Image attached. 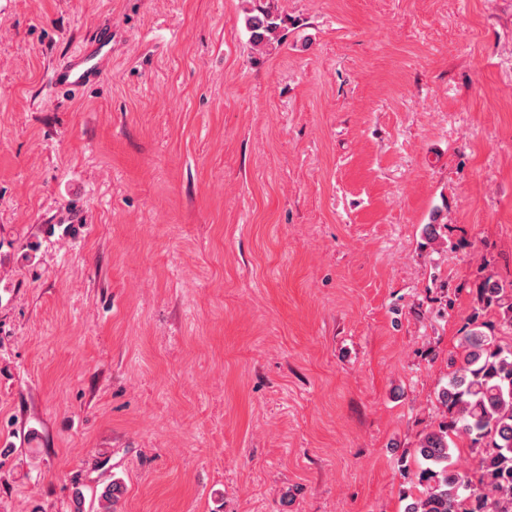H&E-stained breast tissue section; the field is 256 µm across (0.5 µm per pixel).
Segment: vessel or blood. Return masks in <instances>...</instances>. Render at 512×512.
<instances>
[{
    "mask_svg": "<svg viewBox=\"0 0 512 512\" xmlns=\"http://www.w3.org/2000/svg\"><path fill=\"white\" fill-rule=\"evenodd\" d=\"M112 67V28L96 27L80 46L53 60L47 81L58 93H77L100 83Z\"/></svg>",
    "mask_w": 512,
    "mask_h": 512,
    "instance_id": "b4317fda",
    "label": "vessel or blood"
}]
</instances>
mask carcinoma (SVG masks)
Returning a JSON list of instances; mask_svg holds the SVG:
<instances>
[{
    "mask_svg": "<svg viewBox=\"0 0 512 512\" xmlns=\"http://www.w3.org/2000/svg\"><path fill=\"white\" fill-rule=\"evenodd\" d=\"M248 27L253 44L263 47L277 39L281 25L262 11L248 18ZM474 303L459 357L451 359L438 394L441 420L415 450L425 466L406 512H512V347L497 336L512 331V280L480 270ZM454 438L474 454V468L452 466ZM122 494L120 482L105 484L98 495L103 512H116Z\"/></svg>",
    "mask_w": 512,
    "mask_h": 512,
    "instance_id": "1",
    "label": "carcinoma"
}]
</instances>
